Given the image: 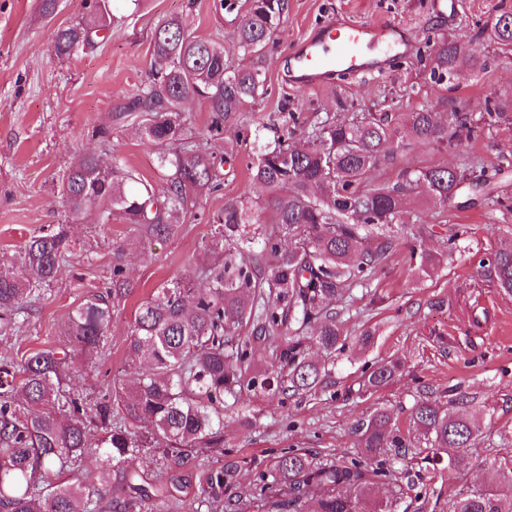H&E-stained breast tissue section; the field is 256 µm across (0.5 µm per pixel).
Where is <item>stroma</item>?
I'll return each instance as SVG.
<instances>
[{
	"label": "stroma",
	"instance_id": "1",
	"mask_svg": "<svg viewBox=\"0 0 512 512\" xmlns=\"http://www.w3.org/2000/svg\"><path fill=\"white\" fill-rule=\"evenodd\" d=\"M512 12V0H448L434 9L433 0H288V13L277 45L263 59L270 92L247 105L227 122L219 140H208L210 114L204 104L189 108L192 126L207 139L211 151L226 155L232 168L221 192L202 196L197 215L186 216L177 236L129 246L122 261L136 284L122 303L101 355L83 357L72 383L88 400H96L107 371L128 363L127 330L142 300L161 282L174 276L193 280L203 242L210 238L206 215L223 209L226 200L246 197L255 203L268 194L247 169L259 145L236 140V125L262 128L281 106L311 118L352 111L402 114L429 105L421 89L417 50L426 40L447 34L470 42L479 23L491 15ZM83 0H59L51 21L39 16V0H0V266H10L23 244L49 224L63 223L65 209L53 180L77 155L100 151L91 131L112 129V143L127 165L150 180H158L157 149L134 125L115 123L114 114L136 93L146 78L156 25L169 17L183 19L195 36L220 42L234 62L242 56L228 22H217L213 0H146L122 29L93 49L60 59L51 50L54 30L80 21ZM356 24H398L409 32L416 51L395 60L383 72L352 74L324 85L296 89L288 83V60L301 39L333 19ZM490 66L461 71L448 97L466 111L482 112L489 95L512 97V53L482 44ZM512 157V133L503 131L476 143L448 151L412 147L398 153L394 163L381 166L375 180L396 179L404 168L436 164L495 166ZM424 223L464 225L468 234L448 264L425 276L410 266V249L436 253L440 233H417L408 226L405 240L389 257L369 287L336 301L345 330L373 334L363 349L338 355L331 373L316 391L288 396H256L243 411L224 413V448L205 456L189 455L169 469L163 452L147 448L128 465L112 470L109 495L112 512H147L143 501L130 496L126 474L135 469L149 483L174 484L163 512H226L225 499L200 503L207 470L233 468L229 495L246 493L258 477L272 470L288 448L315 457H342L355 450L356 427L376 409H387L400 426H407L417 400L447 403L464 393L475 405H488L491 417L481 420V434L459 474L434 482L437 512H446L450 495L462 488L493 483V460L512 459V295L500 293L479 267L480 257L500 241L499 225L512 224V214L492 205L449 207L441 212L418 202ZM76 251L63 263L57 279L44 289L17 334L0 335V355L24 361L34 352L60 347L68 313L88 294L103 290L112 270V243L126 236V225L98 223L95 216L72 224ZM396 359L402 364L397 380L379 391L360 386L364 366Z\"/></svg>",
	"mask_w": 512,
	"mask_h": 512
}]
</instances>
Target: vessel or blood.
Here are the masks:
<instances>
[{"mask_svg": "<svg viewBox=\"0 0 512 512\" xmlns=\"http://www.w3.org/2000/svg\"><path fill=\"white\" fill-rule=\"evenodd\" d=\"M409 42L407 33L390 23L358 26L334 20L320 34L296 46L289 59L290 81L303 89L321 84L331 75L372 73L386 64L387 51L405 53Z\"/></svg>", "mask_w": 512, "mask_h": 512, "instance_id": "b4317fda", "label": "vessel or blood"}]
</instances>
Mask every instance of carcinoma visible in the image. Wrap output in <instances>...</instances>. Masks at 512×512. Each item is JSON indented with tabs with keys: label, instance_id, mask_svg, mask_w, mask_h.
<instances>
[{
	"label": "carcinoma",
	"instance_id": "1",
	"mask_svg": "<svg viewBox=\"0 0 512 512\" xmlns=\"http://www.w3.org/2000/svg\"><path fill=\"white\" fill-rule=\"evenodd\" d=\"M85 0V17L58 27L52 48L61 59L95 47L105 32L117 30L127 13L144 0ZM216 13L236 25L237 47L261 58L275 40L287 12V0H214ZM479 36L498 50L512 52V13L493 16ZM146 81L121 109L122 119L137 121L148 141L163 147L157 160L160 181L151 182L128 168L114 153L107 159L111 130L93 129L103 144L99 152L79 156L57 184L68 218L77 221L97 209L103 223L117 219L128 236L112 243L111 281L69 313L63 335L71 349L37 351L24 362L0 357V512H111L104 500L111 467L129 461L143 448L163 442L165 458L178 466L184 452L221 448L224 409L257 394L307 392L327 376L311 347L328 355L343 352L344 333L333 303L372 279L397 246L398 225L406 223L420 195L434 208H448L458 197L475 206L494 201L512 212V196L499 190L500 177L512 171L503 158L492 170L475 174L466 166L434 165L403 170L389 182L375 183L373 171L396 160L407 145L433 150L455 148L464 141L505 128L512 132V98L487 100L475 116L448 106L444 85L462 69L484 70L488 57L473 44L443 35L429 45L424 83L436 92L435 104L404 115L402 127L389 112H355L348 119L331 116L307 124L289 112L291 122L270 120L271 137L259 147L248 168L254 182L269 193L270 228L263 208L246 198L224 203L212 216L211 237L199 267L200 281L180 278L156 287L141 303L129 326L133 359L150 367L133 381L121 371L105 393L88 402L71 384L79 354L93 352L112 329L114 313L135 288L121 257L142 239L176 236L202 194L222 186L227 160L209 151L187 124L190 101L206 104L209 135L224 134V121L269 94L266 77L254 66L233 65L213 39L193 36L182 21L158 23L152 36ZM466 234L457 226L443 236L445 250L411 254L414 269L437 271ZM260 244L249 261L243 244ZM76 247L68 225L53 224L31 237L16 264L0 268V334L21 328L20 317ZM478 264L499 290L512 295V244L494 248ZM272 349L267 368L254 366L256 347ZM400 371L395 360L364 369V386L379 389ZM459 394L448 405L419 400L412 427L402 431L384 409L357 426L359 452L344 459L315 460L290 450L278 457L259 497L237 499L229 512H397L395 501L373 498L396 464L410 454L421 457L425 471L406 472L416 491L414 512L436 509L428 482L459 469L478 436L481 410ZM102 454L107 464L96 484L70 483L65 475L85 457ZM221 469L207 472L202 501L217 499L231 483ZM136 470L126 486L142 500L171 496L166 484L146 488ZM448 512H512V462L498 466L495 485L463 490L448 502Z\"/></svg>",
	"mask_w": 512,
	"mask_h": 512
}]
</instances>
